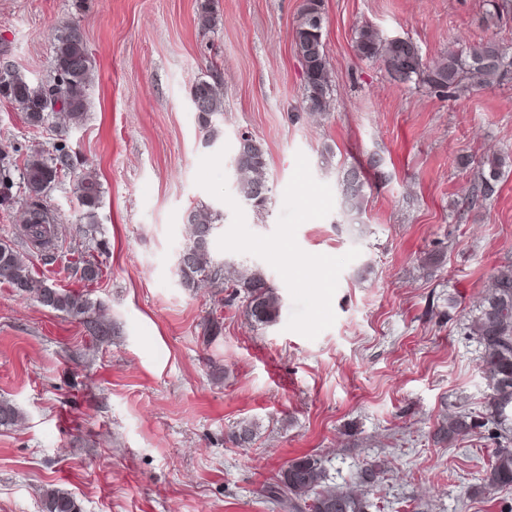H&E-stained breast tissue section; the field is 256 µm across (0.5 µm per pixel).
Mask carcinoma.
I'll list each match as a JSON object with an SVG mask.
<instances>
[{"instance_id": "1", "label": "carcinoma", "mask_w": 512, "mask_h": 512, "mask_svg": "<svg viewBox=\"0 0 512 512\" xmlns=\"http://www.w3.org/2000/svg\"><path fill=\"white\" fill-rule=\"evenodd\" d=\"M324 10L323 0H305L303 20L295 30L294 41L305 83L306 102L316 112L331 109L333 80L329 68L323 34L310 23V15ZM357 54L367 60H379L390 76L401 82L418 80L437 92L447 90H483L502 80L512 69V47L496 40H487L466 50L450 49L436 62L424 61L419 46L384 36L373 26H364L355 37ZM92 72L85 34L78 24L64 28L54 44L53 75L34 83L16 70H7L8 101L23 112L27 123L41 127L61 111L75 122L89 109L88 87ZM190 97L200 103L196 109L198 122L206 131L205 142L216 138L213 119L223 115L224 93L206 79H196L190 86ZM239 175L237 190L242 199L256 208L266 206L268 195L259 188L268 184L266 151L257 138H240L234 157ZM78 158L67 144L55 145L48 156L31 151L23 156L22 185L29 198L23 233L26 240L44 249L50 248L61 220L46 205L44 197L62 176L76 170ZM477 193L471 201L486 199L494 192L500 178L503 160L494 156L481 163ZM16 159L0 150V188H15L13 171ZM341 188V205L357 215L364 210L365 177L358 165L343 166L336 171ZM83 207L79 223L95 230L100 224L102 196L97 176L86 172L77 176L74 185ZM221 215L217 210L200 205L191 210L187 223L191 228L189 244L180 255L186 260L178 267L182 283L195 287L198 281L215 288H233L243 293L246 314L255 325H273L280 314L281 297L257 271H246L234 278L226 276L227 266L214 261L210 243L218 229ZM7 284L16 294L33 298L45 307L81 316L92 311L91 303L81 295L56 288L38 278L26 254L9 244L0 243V284ZM469 329L481 348V369L489 381L490 394L483 420L471 413L460 412L437 430L435 438L443 443L470 435L483 423L512 432V269L500 270L492 276L491 290L486 293L471 318ZM23 415L8 401L0 402V426L13 427ZM322 461L312 455L291 460L282 470L277 483L267 488V498L281 508L293 512H364L362 497L352 491L325 483ZM477 490L485 492L512 487V447L496 449L492 463L478 478ZM43 512H83L80 502L71 493L48 488L43 494Z\"/></svg>"}]
</instances>
